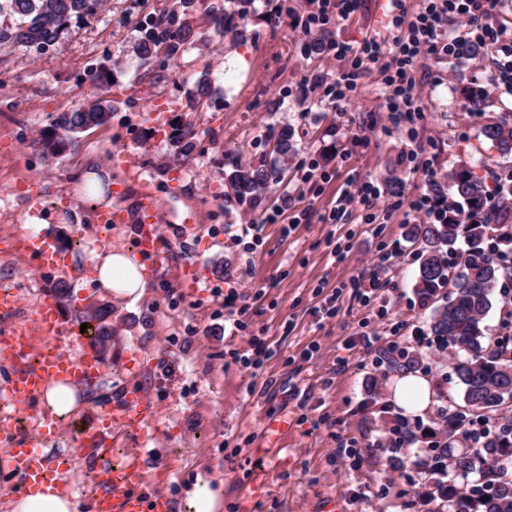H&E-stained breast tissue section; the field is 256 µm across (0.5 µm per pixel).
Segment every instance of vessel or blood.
<instances>
[{
    "label": "vessel or blood",
    "mask_w": 512,
    "mask_h": 512,
    "mask_svg": "<svg viewBox=\"0 0 512 512\" xmlns=\"http://www.w3.org/2000/svg\"><path fill=\"white\" fill-rule=\"evenodd\" d=\"M140 222V250L155 261L165 260L169 243L153 199L142 200ZM65 333L56 303L45 296L37 302L27 321L14 324L7 335L0 337V347L6 348L8 358L22 364L21 369L13 370L8 384L0 388V397L9 405L8 410L0 412V440L9 447L8 453L0 456V466L20 473L31 488L48 480L65 482L71 465L43 455L39 438L20 437L15 427L16 417L30 419L38 429L53 430L51 415L37 404L42 388L57 379L87 383L107 368L93 349H83L74 356L66 354L61 342ZM152 421L150 402L140 391L130 388L114 402L110 417L76 429V447L95 449L109 459L95 474L94 512H170L165 497L147 491L150 481L162 475V468L151 466L147 453L142 451L111 460L112 450L107 444L109 437L130 429L146 430Z\"/></svg>",
    "instance_id": "vessel-or-blood-1"
}]
</instances>
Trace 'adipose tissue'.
<instances>
[{
    "label": "adipose tissue",
    "mask_w": 512,
    "mask_h": 512,
    "mask_svg": "<svg viewBox=\"0 0 512 512\" xmlns=\"http://www.w3.org/2000/svg\"><path fill=\"white\" fill-rule=\"evenodd\" d=\"M92 269L96 282L105 288L115 301H140L147 288L145 266L136 256L121 246L93 253ZM82 388L71 381H56L47 385L41 401L44 407L58 415H77L87 407ZM187 512H222L224 485L207 475H197L186 492ZM8 512H77L75 496L57 482L50 481L34 492L14 496L7 503Z\"/></svg>",
    "instance_id": "ef3b65f1"
}]
</instances>
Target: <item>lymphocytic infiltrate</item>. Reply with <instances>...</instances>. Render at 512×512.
<instances>
[{"instance_id":"f902f5d3","label":"lymphocytic infiltrate","mask_w":512,"mask_h":512,"mask_svg":"<svg viewBox=\"0 0 512 512\" xmlns=\"http://www.w3.org/2000/svg\"><path fill=\"white\" fill-rule=\"evenodd\" d=\"M498 0H422L416 13H409L405 0H389L385 38H370L353 47L328 43L327 60L336 64V80L326 89L333 103L342 104L356 92L365 73L380 77L384 106L394 124L410 123L420 117L425 94L424 82L415 77V65L426 56H448L460 39L448 30L456 22L475 40H490L500 45L504 55L497 79L512 83V31L493 28L487 23Z\"/></svg>"}]
</instances>
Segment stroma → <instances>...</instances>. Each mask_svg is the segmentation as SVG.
I'll return each instance as SVG.
<instances>
[{
	"label": "stroma",
	"mask_w": 512,
	"mask_h": 512,
	"mask_svg": "<svg viewBox=\"0 0 512 512\" xmlns=\"http://www.w3.org/2000/svg\"><path fill=\"white\" fill-rule=\"evenodd\" d=\"M171 3L105 0L96 16L46 55L0 46V282L18 294L19 320L27 319L42 292L62 286L66 294L57 306L68 325L94 302L108 308L112 327L108 368L93 384V402L81 417L60 418L45 447L53 457L73 456L68 486L79 504H88L98 459L76 449L72 428L91 424L121 389L133 387L153 407V435L145 445L169 469L159 489L171 504L182 503L187 486L205 470L224 484L223 512H241L263 424L284 418L290 424L287 459L257 495L258 512H437L436 504L418 502V489L393 476L427 452L441 427L437 408L461 402L453 363L464 352H436L429 334L434 304L415 290L421 256L405 238L401 201L427 193L430 181L446 182L463 160L481 175L512 171V154H500L481 133L486 113L512 115V84L488 94L483 114L467 110L460 96L463 86L494 78L502 53L485 43L473 57L422 60L417 75L428 85L423 116L395 126L378 76L361 78L343 109L324 96L321 84L333 81L336 70L322 53L305 51L309 34L296 20L309 11L307 0H256L254 11L234 19L223 36L213 10L224 0H197L190 13L192 48L140 64L136 27ZM388 9L387 0H360L358 10L325 29L324 37L353 46L385 37ZM96 71L107 73L108 82L92 80ZM203 75L210 81V107L195 112L190 103ZM97 97L112 104L107 125L74 134L58 154H45L41 136L63 113ZM189 122L196 147L177 167L169 134ZM284 126L293 132L294 152L268 200L254 208L224 197L225 172L235 163L271 159L270 134ZM356 134L367 137L366 148L353 150ZM411 139L423 148L416 172L403 158ZM88 160L112 173L116 220L106 226L93 220L97 194L83 187ZM312 161L330 173L329 181L305 180ZM353 176L403 183L400 194L385 195L373 223L363 221L358 204L341 203ZM146 194L160 207L172 250L163 263L147 261V295L126 307L95 282L90 257L115 244L135 249L138 201ZM275 207L287 219L304 210L312 218L287 234L282 224L262 221ZM335 208L343 211L338 223H321ZM190 212L195 223H182ZM30 224L42 225L43 236L54 240L56 260L29 250ZM249 224L262 227L254 246L242 234ZM395 244L402 254L381 274V302L388 308L381 318L352 285ZM221 285L236 288L238 306L247 307V334L267 337L273 346L257 371L224 357L244 342L224 331L229 311L211 294ZM336 289V317L317 319L313 311L322 295ZM367 322L380 331L368 344ZM395 323L404 335L421 333L412 350L436 389L434 410L418 417H403L394 405L390 389L398 373L380 363ZM315 344L319 352L306 357ZM270 379L276 382L271 390L265 387ZM401 421L413 439L391 458L373 442ZM348 441L361 450L356 471L336 455ZM228 445L238 447L236 456H226ZM381 488L384 498H374Z\"/></svg>",
	"instance_id": "obj_1"
}]
</instances>
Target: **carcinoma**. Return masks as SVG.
<instances>
[{
	"label": "carcinoma",
	"mask_w": 512,
	"mask_h": 512,
	"mask_svg": "<svg viewBox=\"0 0 512 512\" xmlns=\"http://www.w3.org/2000/svg\"><path fill=\"white\" fill-rule=\"evenodd\" d=\"M104 0H0V44H14L30 52L45 55L53 51L64 34L78 28L97 15ZM236 9L222 10L217 17V32L222 34L235 16H245L254 0H227ZM195 0H179L169 11L151 17L140 28L135 41L136 57L147 62L162 53L176 57L193 44V29L187 19ZM464 105L472 112L485 109L484 92L470 86L462 92ZM112 112L110 101L94 99L82 107L59 117L56 126L67 134L83 132L107 124ZM481 134L500 151L512 153V120L487 117ZM196 133L188 125L171 133L175 157L181 162L190 159L195 149ZM276 156L270 165H233L224 177V195L234 197L253 207L266 199L271 180L288 169L293 152L292 132L281 128L274 134ZM435 202L452 197L462 206L448 212V219L436 223L416 224L409 231L411 241L419 245L422 262L416 291L430 300L446 287L453 288L454 297L434 308L430 333L439 345L453 344L465 350L467 357L455 365L461 385L462 403L443 421L445 452L444 471L430 468L428 461L416 463L427 473L433 494L451 506L452 512H512V479L494 471L483 475L485 494L465 490L458 478H466L475 470L479 454L512 457V431L493 436L481 451L472 448L455 450L463 424L493 412L512 414V345L485 334L483 319L491 307L500 278L509 266L493 254L488 244L489 190L484 177L461 163L449 176V183L430 184ZM464 239L467 249L462 261L453 268L448 262V248ZM109 312L103 306L90 305L79 316L87 324L90 344L107 355L112 343V327L106 324Z\"/></svg>",
	"instance_id": "cac0c4a2"
}]
</instances>
